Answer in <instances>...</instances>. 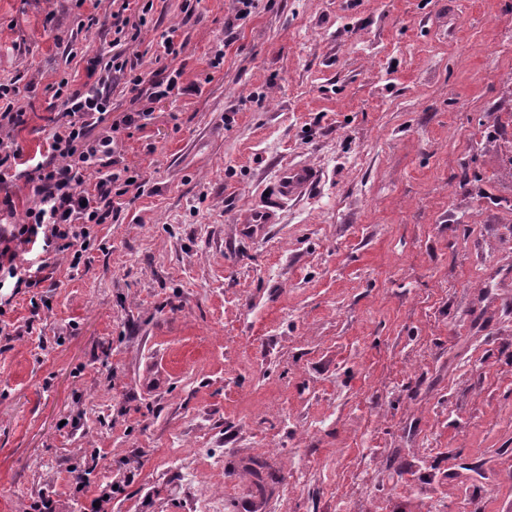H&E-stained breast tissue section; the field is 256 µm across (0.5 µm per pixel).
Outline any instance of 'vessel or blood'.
I'll return each mask as SVG.
<instances>
[{"instance_id": "1", "label": "vessel or blood", "mask_w": 512, "mask_h": 512, "mask_svg": "<svg viewBox=\"0 0 512 512\" xmlns=\"http://www.w3.org/2000/svg\"><path fill=\"white\" fill-rule=\"evenodd\" d=\"M317 178L315 168L306 162L282 166L266 205L242 214L237 222L239 234H254L276 223L281 208L289 202L302 199Z\"/></svg>"}]
</instances>
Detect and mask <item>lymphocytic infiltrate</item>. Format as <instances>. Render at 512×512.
<instances>
[{
	"label": "lymphocytic infiltrate",
	"mask_w": 512,
	"mask_h": 512,
	"mask_svg": "<svg viewBox=\"0 0 512 512\" xmlns=\"http://www.w3.org/2000/svg\"><path fill=\"white\" fill-rule=\"evenodd\" d=\"M117 75L147 99L146 108L110 116L100 87ZM182 75L177 68L149 76L117 54L97 86L72 90L67 80H60L54 95L64 110L48 133L47 155L40 160L24 158L12 138L27 121L19 87L0 83V184L22 178L33 193L21 223L0 225V335L8 327L5 303L41 286L47 257L61 256L78 266L89 247L88 225L106 223L113 196L140 189L134 171L121 160L118 134L144 129L152 116L151 102L184 94ZM88 173L95 176L90 185L84 179Z\"/></svg>",
	"instance_id": "obj_1"
}]
</instances>
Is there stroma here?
I'll return each mask as SVG.
<instances>
[{
	"instance_id": "1",
	"label": "stroma",
	"mask_w": 512,
	"mask_h": 512,
	"mask_svg": "<svg viewBox=\"0 0 512 512\" xmlns=\"http://www.w3.org/2000/svg\"><path fill=\"white\" fill-rule=\"evenodd\" d=\"M184 3L132 0L116 49L111 0H0L24 158L113 51L187 87L123 140L138 198L11 303L0 512H512V0H260L229 45L230 0ZM131 0H112V46L119 45L122 41L136 42L139 35V27L145 25L146 18L143 14L138 22L131 21V17L125 15L129 10ZM116 8V9H114ZM317 178L315 168L306 162L282 166L273 193L263 207H254L242 214L237 222L239 234H255L276 224L278 212L289 202L302 199Z\"/></svg>"
}]
</instances>
